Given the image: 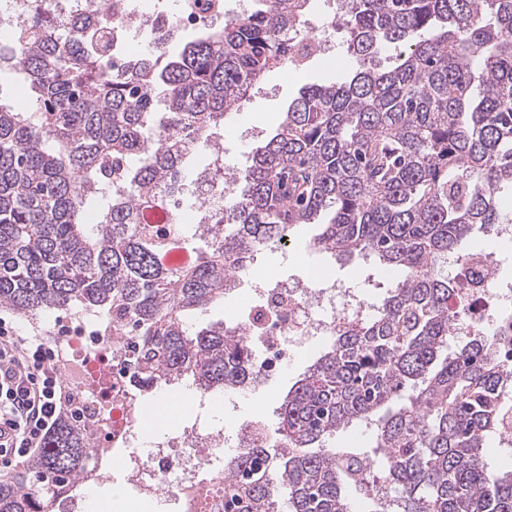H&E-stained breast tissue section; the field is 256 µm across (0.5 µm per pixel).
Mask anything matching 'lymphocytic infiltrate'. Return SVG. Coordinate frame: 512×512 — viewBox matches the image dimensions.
I'll list each match as a JSON object with an SVG mask.
<instances>
[{"label":"lymphocytic infiltrate","instance_id":"obj_1","mask_svg":"<svg viewBox=\"0 0 512 512\" xmlns=\"http://www.w3.org/2000/svg\"><path fill=\"white\" fill-rule=\"evenodd\" d=\"M58 351L39 336H24L0 318V460L13 463L42 447L63 403Z\"/></svg>","mask_w":512,"mask_h":512}]
</instances>
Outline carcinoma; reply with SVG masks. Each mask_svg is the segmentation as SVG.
I'll list each match as a JSON object with an SVG mask.
<instances>
[{
    "instance_id": "obj_1",
    "label": "carcinoma",
    "mask_w": 512,
    "mask_h": 512,
    "mask_svg": "<svg viewBox=\"0 0 512 512\" xmlns=\"http://www.w3.org/2000/svg\"><path fill=\"white\" fill-rule=\"evenodd\" d=\"M33 2L0 28L36 104L0 103V307L31 323L79 308L128 340L92 382L109 392L122 378L134 417L175 384L213 395L257 381L244 336L186 318L318 224L314 249L375 255L394 285L288 389L274 442L225 460L224 512H279L283 490L288 512H351L378 459L395 499L371 512H512V470L483 454L512 419V370L491 336L441 356L463 307L448 309L454 283L438 269L512 222V0H343L350 76L301 89L218 183L230 191L207 224L185 218L188 161L217 152L268 72L306 60L313 0H253L177 53L181 36L160 37L121 65L116 0L76 19ZM388 48L399 53L381 69ZM358 422L375 425L371 450L323 448ZM111 453L70 404L38 453L0 474V512H61Z\"/></svg>"
}]
</instances>
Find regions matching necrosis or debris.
Segmentation results:
<instances>
[{
  "instance_id": "obj_1",
  "label": "necrosis or debris",
  "mask_w": 512,
  "mask_h": 512,
  "mask_svg": "<svg viewBox=\"0 0 512 512\" xmlns=\"http://www.w3.org/2000/svg\"><path fill=\"white\" fill-rule=\"evenodd\" d=\"M226 17L215 0H176L174 9L166 13L132 9L115 37L119 49L114 59H126L129 44L136 40L167 29L184 33L203 23L215 26ZM501 269L496 254L484 249L474 250L472 260L464 261L457 286L466 311L454 325V338L512 335V282L502 277ZM249 299V306L237 313L234 322L246 326L249 343L262 347L266 359L260 374L265 379L275 369L272 355L285 357L297 349L319 351L323 338L374 312L368 297L326 282L279 280L269 288L252 287ZM85 399L89 412L108 414L112 421L111 431L103 438L112 444V454L119 461L116 482L122 489L138 499L164 497L169 512H214L213 501H201L198 490L203 479L214 484L224 480L223 470L211 462L226 444L223 431L196 423L184 426L144 458L137 452L142 429L123 417L115 399L91 391Z\"/></svg>"
}]
</instances>
